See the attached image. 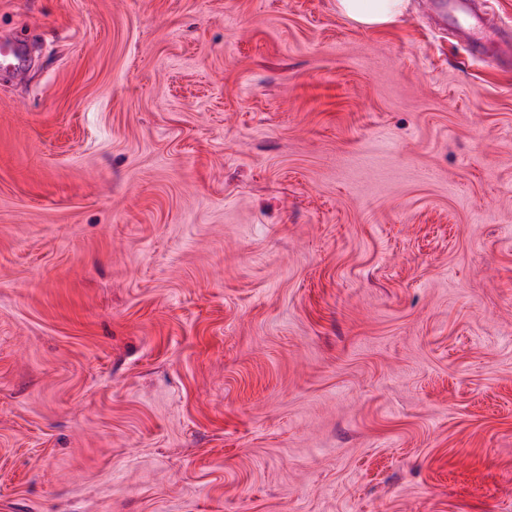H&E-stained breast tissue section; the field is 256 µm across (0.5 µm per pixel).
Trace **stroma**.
<instances>
[{
	"label": "stroma",
	"mask_w": 512,
	"mask_h": 512,
	"mask_svg": "<svg viewBox=\"0 0 512 512\" xmlns=\"http://www.w3.org/2000/svg\"><path fill=\"white\" fill-rule=\"evenodd\" d=\"M435 0H0V512H512V69ZM407 8L408 0H336L338 12L365 29L393 24ZM7 50L4 52V45L0 41V71L17 73L22 69L27 60L26 46L16 41H6Z\"/></svg>",
	"instance_id": "1"
}]
</instances>
